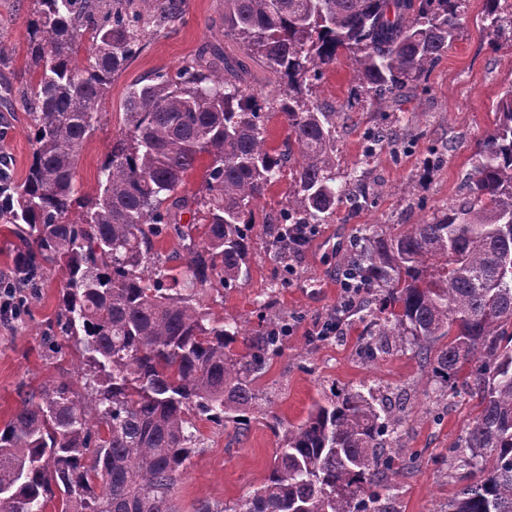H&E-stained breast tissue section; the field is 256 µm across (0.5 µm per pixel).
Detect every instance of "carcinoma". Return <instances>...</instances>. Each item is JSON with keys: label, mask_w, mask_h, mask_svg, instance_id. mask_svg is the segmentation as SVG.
I'll return each mask as SVG.
<instances>
[{"label": "carcinoma", "mask_w": 512, "mask_h": 512, "mask_svg": "<svg viewBox=\"0 0 512 512\" xmlns=\"http://www.w3.org/2000/svg\"><path fill=\"white\" fill-rule=\"evenodd\" d=\"M186 0H34L29 84L3 86L33 123L32 163L0 219L14 225L15 275L61 271L55 325L82 352L76 375L51 379L0 429V512H178L174 486L198 453L197 421L243 422L255 380L288 340V318L257 302L259 328L218 317L206 290L248 273L254 207L289 170L283 208L266 220L283 268L339 206L368 203L361 179L336 186V121L312 100L339 50L355 61L353 103L400 102L459 36L462 0H223L224 33L277 77L258 98L245 65L205 48L174 72L130 84L98 193L75 170L115 76L149 38L180 23ZM490 27L512 32V4L484 0ZM86 52V62L79 59ZM288 126L267 146L266 122ZM477 145L468 194L429 222L357 230L342 257L359 345L374 360L410 344L442 395L477 399L449 450L467 484L446 512H512V85ZM364 152L392 144L381 127ZM448 143L423 161L430 174ZM203 167L194 191L187 177ZM188 221H183L184 215ZM173 235L179 275L154 252ZM280 445L264 482L227 507L194 512H396L403 404L362 384L307 418L272 416Z\"/></svg>", "instance_id": "1"}]
</instances>
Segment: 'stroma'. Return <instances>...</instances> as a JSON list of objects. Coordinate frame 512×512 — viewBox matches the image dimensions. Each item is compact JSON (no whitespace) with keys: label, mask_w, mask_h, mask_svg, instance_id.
Returning a JSON list of instances; mask_svg holds the SVG:
<instances>
[{"label":"stroma","mask_w":512,"mask_h":512,"mask_svg":"<svg viewBox=\"0 0 512 512\" xmlns=\"http://www.w3.org/2000/svg\"><path fill=\"white\" fill-rule=\"evenodd\" d=\"M31 9V0H0V46L14 56L11 67L0 74L17 87L29 81L25 52ZM223 14V0H186L183 21L153 39L116 76L103 103L98 129L85 143L77 164L75 178L83 193L91 197L97 193L99 171L112 137L125 124L122 103L130 83L158 70H176L203 47L217 46L225 56L246 62V81L255 92L266 97L275 94V78L262 63L248 59L233 37L225 35ZM461 22L458 39L431 67L425 91L387 112L370 106L349 108L354 86V60L349 53L339 52L326 68L316 92L318 103L350 114L336 128V181L341 184L352 171L363 172L364 183L373 192L372 202L359 209L340 207L334 221L319 226L285 276L269 257L263 222L282 207L287 180L269 187L258 201L248 278L231 289L207 291L200 301L214 313L236 317L254 328L258 325L256 302L271 293L292 329L282 353L255 384L257 410L249 424L199 422L200 451L175 487L181 512H193L202 499L230 506L255 490L268 475L278 446L270 427L272 417L299 423L315 402L329 398L335 390L360 384L406 400L401 443L415 461L395 480L397 512H442L458 490L459 483L448 467V450L466 434L477 412L475 400L465 394L437 396V386L426 381L414 349L394 350L370 362L359 354L357 331L326 340L317 338L316 331L345 298L340 259L351 246L353 229L419 224L466 192L464 179L476 145L493 128L495 105L512 85V35L492 32L485 19L484 0H467ZM374 126L390 130L399 148L384 150L368 162L363 157V134ZM31 137L29 114L8 110L0 100V163L6 165L14 183L24 180L31 164ZM442 139L448 142L445 160L431 177H423L428 149ZM406 184L414 198L410 205L400 194ZM62 285L61 272L45 271L23 318L0 324V427L41 383L73 372L81 363L80 350L73 345L61 358L45 354Z\"/></svg>","instance_id":"1"}]
</instances>
